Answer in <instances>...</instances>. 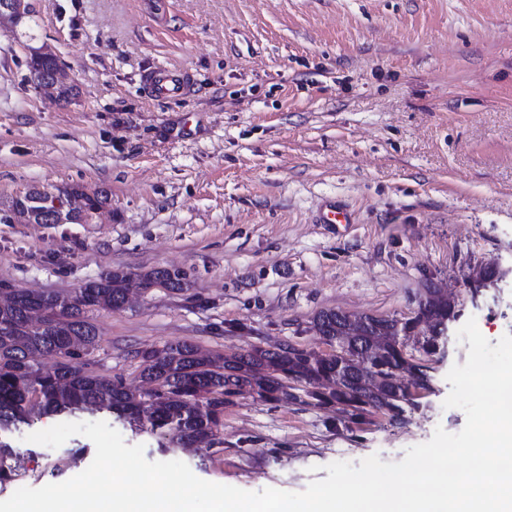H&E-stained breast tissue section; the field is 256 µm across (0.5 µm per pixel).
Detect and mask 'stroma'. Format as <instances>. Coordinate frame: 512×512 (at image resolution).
<instances>
[{
  "mask_svg": "<svg viewBox=\"0 0 512 512\" xmlns=\"http://www.w3.org/2000/svg\"><path fill=\"white\" fill-rule=\"evenodd\" d=\"M34 24H0V202L32 186L107 189L79 224L0 221V297L72 292L116 269L165 267L188 290L132 293L89 318V368L139 385L136 350L187 342L232 355L321 349L324 309L404 317L427 284L456 295L430 385L403 421L372 410L234 397L220 445L168 448L105 410L103 421L150 461L247 491L299 493L327 465L401 461L436 428L460 432L446 375L476 319L512 334V0H30ZM70 71L73 96L37 88L29 47ZM154 69L187 72L181 96L146 92ZM336 204L349 218L324 224ZM495 265L496 286L463 280ZM34 410L0 430L12 479L39 488L84 471L93 443L29 442L61 423Z\"/></svg>",
  "mask_w": 512,
  "mask_h": 512,
  "instance_id": "35a3bbf8",
  "label": "stroma"
}]
</instances>
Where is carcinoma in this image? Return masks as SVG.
I'll return each mask as SVG.
<instances>
[{"instance_id": "cac0c4a2", "label": "carcinoma", "mask_w": 512, "mask_h": 512, "mask_svg": "<svg viewBox=\"0 0 512 512\" xmlns=\"http://www.w3.org/2000/svg\"><path fill=\"white\" fill-rule=\"evenodd\" d=\"M29 66L57 84L61 93H72L74 86L53 54L32 55ZM107 201L108 192L103 189L90 196L78 186L57 195L36 188L24 200H11L7 210L39 224L47 212L79 213L98 209ZM161 274L167 277L168 290L183 292L189 288L185 275L178 271L158 267L134 275L116 270L72 293L16 290L13 302L0 304V428L24 420L35 400L46 413L106 410L141 430L169 437L177 448H209L215 444V432L223 427L226 396L232 393L264 401L299 402L302 395L297 390L309 385L317 388L307 395L311 405L337 399L355 416L371 408L399 421L406 391L402 375L407 373L419 387H428L427 366L400 356L395 333L386 326L387 319L348 313L344 318L363 323L365 335L355 337V343L348 345L346 364L339 371L331 361L290 347L269 350L255 346L245 353L213 357L183 342L136 352L139 375L148 386L141 393L127 388L120 377L105 380L96 375L85 362L98 347V334L89 313L123 308L126 285L132 277L149 286ZM425 294L419 320L430 331L423 338L422 349L431 354L452 309L448 300L434 296V289L426 288ZM342 319L336 310L325 309L313 317L312 325L325 336H335L342 334ZM370 343L377 350L375 359L388 367L394 382L378 385L369 376L362 350ZM37 354L53 355L57 362L43 367L34 360ZM12 458V450L1 445L0 482L11 478L14 467L8 461Z\"/></svg>"}]
</instances>
